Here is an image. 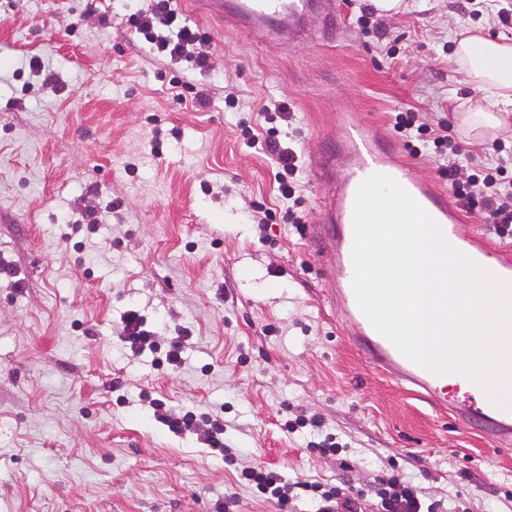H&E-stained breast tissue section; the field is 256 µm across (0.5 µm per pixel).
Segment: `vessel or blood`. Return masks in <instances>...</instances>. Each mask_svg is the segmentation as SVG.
I'll return each instance as SVG.
<instances>
[{"mask_svg":"<svg viewBox=\"0 0 512 512\" xmlns=\"http://www.w3.org/2000/svg\"><path fill=\"white\" fill-rule=\"evenodd\" d=\"M196 12L225 29L255 41L271 36L296 40L305 36L303 19L312 10L335 17L333 0H192ZM338 143L314 159V178L327 186L320 218L307 225L315 264L336 308V320L347 331L357 353L403 388L427 398L455 421L483 433L495 445L512 443V404L495 403L475 383L465 393L448 389V377L407 359L380 334L361 311L352 286L353 214L361 183L375 174L395 179L437 223L458 252L502 279L512 281V255L492 246L485 236L464 230V215L447 190L420 177L416 163L392 156L378 123L357 118L350 103L336 106Z\"/></svg>","mask_w":512,"mask_h":512,"instance_id":"vessel-or-blood-1","label":"vessel or blood"}]
</instances>
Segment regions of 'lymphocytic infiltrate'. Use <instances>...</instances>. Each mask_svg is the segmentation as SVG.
<instances>
[{
  "label": "lymphocytic infiltrate",
  "mask_w": 512,
  "mask_h": 512,
  "mask_svg": "<svg viewBox=\"0 0 512 512\" xmlns=\"http://www.w3.org/2000/svg\"><path fill=\"white\" fill-rule=\"evenodd\" d=\"M128 26L163 61L187 62L191 69L210 67L206 53H191L196 44L208 42L210 36L189 25L172 6V0H149L141 8L136 0H123ZM286 103L276 102L264 109L267 124L262 147L287 174L298 171L297 152L285 146L276 122L288 112ZM393 130L411 155L427 152L439 161L438 173L448 183L457 206L468 213H481L486 226L497 237L512 239V153L497 155L493 164H468L467 149L438 134L430 125L418 122L411 111L394 115ZM241 476L270 500L277 512H296L295 503L307 497L313 512H364L363 495L351 494L338 486L286 479L277 470L257 466L242 470ZM382 512H444L442 502L424 503L418 487L404 484L398 475L383 476L376 487Z\"/></svg>",
  "instance_id": "f902f5d3"
}]
</instances>
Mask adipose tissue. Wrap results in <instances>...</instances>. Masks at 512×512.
<instances>
[{
    "mask_svg": "<svg viewBox=\"0 0 512 512\" xmlns=\"http://www.w3.org/2000/svg\"><path fill=\"white\" fill-rule=\"evenodd\" d=\"M452 59L462 82L482 93L481 99L466 98L457 105L466 135L496 132L504 122L498 105L512 106V41L466 30L458 35Z\"/></svg>",
    "mask_w": 512,
    "mask_h": 512,
    "instance_id": "obj_1",
    "label": "adipose tissue"
}]
</instances>
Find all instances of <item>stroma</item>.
<instances>
[{
    "label": "stroma",
    "mask_w": 512,
    "mask_h": 512,
    "mask_svg": "<svg viewBox=\"0 0 512 512\" xmlns=\"http://www.w3.org/2000/svg\"><path fill=\"white\" fill-rule=\"evenodd\" d=\"M338 0L335 48L275 56L204 23L211 67L185 74L128 28L118 0H0V512H274L241 479L287 478L372 494L397 471L459 512H512V446L436 412L362 359L336 324L311 247L285 224L261 235L255 204L283 210L276 164L243 143L262 110L293 112L295 191L308 221L324 188L310 169L333 140L329 102L391 126L404 108L443 122L473 164L512 132L475 141L451 59L460 29L512 39L498 0H407L391 18ZM40 58L59 80L25 67ZM207 96L198 105L180 82ZM137 309L158 348L188 328L173 370L120 341ZM196 414L176 435L151 406ZM321 417L345 456L307 448L286 414ZM224 420L230 458L207 443Z\"/></svg>",
    "instance_id": "1"
}]
</instances>
